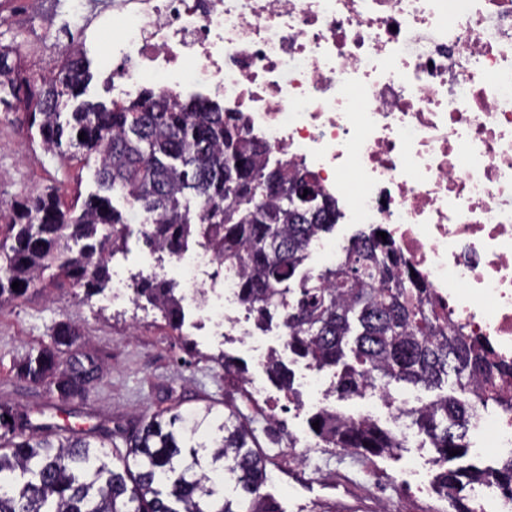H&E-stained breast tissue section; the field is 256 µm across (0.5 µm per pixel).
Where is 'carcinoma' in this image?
Returning a JSON list of instances; mask_svg holds the SVG:
<instances>
[{
    "label": "carcinoma",
    "mask_w": 512,
    "mask_h": 512,
    "mask_svg": "<svg viewBox=\"0 0 512 512\" xmlns=\"http://www.w3.org/2000/svg\"><path fill=\"white\" fill-rule=\"evenodd\" d=\"M14 53L0 46V104L29 114L45 151L67 144L94 158L100 192L78 212L52 193L11 203L9 239L0 241L1 307L26 297L48 270L54 288L82 289L86 300L103 292L110 263L127 250L130 234L131 215L112 205L111 195L120 194L138 204L140 234L150 251L177 258L190 239L200 238L238 270V301L257 324L283 309L288 349L317 370L340 368L338 399L401 383L436 389L454 374L457 394L410 412L443 460L467 453L477 412L512 410V398L498 389L500 378L512 376V365L478 339L450 330L447 318L424 306L422 279L411 276L392 238L377 236L385 228L367 226L335 264L315 277L299 274L311 241L341 216L336 200L311 175L270 167L241 119L219 102L145 89L110 107L82 102L63 123L61 106L83 94L89 63L65 51L54 76H23ZM277 185L280 195L272 192ZM296 277L300 288L294 294L288 283ZM143 300L170 325L180 324L182 295L175 281L137 275L133 303ZM355 322L359 331L348 363L344 345ZM79 338L78 330L60 324L50 344L19 364L21 376L49 384L63 403L86 400L100 376L99 357L80 351L61 360L56 354ZM267 371L293 394L277 357H270ZM316 421L320 448L382 457L402 447L369 418L322 410L312 417ZM121 439L119 445L83 432L44 433L0 400V512H275L261 494L267 471L254 452L257 437L238 411L220 416L206 406L168 417L162 411ZM221 474L239 490L238 498L224 496L216 481ZM483 476L479 468L440 473L455 512H475L455 492ZM494 476L512 498V457L500 460Z\"/></svg>",
    "instance_id": "1"
}]
</instances>
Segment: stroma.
Listing matches in <instances>:
<instances>
[{
	"mask_svg": "<svg viewBox=\"0 0 512 512\" xmlns=\"http://www.w3.org/2000/svg\"><path fill=\"white\" fill-rule=\"evenodd\" d=\"M41 10H29V0H5L0 5V45L16 47L14 61L27 70L42 69L38 57L24 45L34 31H47L57 49H64L69 31L66 0H40ZM112 47L111 32L99 33L88 55L93 79L86 99L106 97L112 86L106 79ZM95 162L56 156L41 147L38 127L23 112L0 109V205L57 188L66 203H80L97 192ZM281 312H274L268 337L232 333L210 337L209 328L192 310H185L181 328L168 325L152 307L128 302L103 306L100 296L53 288L29 293L0 307V399L26 409L34 422L75 431L118 430L149 419L155 412L213 405L215 412L238 408L257 436L258 453L265 460L268 481L262 494L274 498L283 512H453L432 483L418 484L413 469L435 475L433 448L408 444L393 456L371 459L336 448H320L309 427L320 407H337L354 414L371 409L383 427H391L389 410L372 397L336 401L327 391L313 390L303 379L304 359L279 349ZM70 323L96 352L103 375L87 404H59L45 388L35 387L17 374L19 361L49 342L57 325ZM279 349L294 374L299 402L288 401L256 360L257 345ZM235 358L246 369L245 378L225 374L215 362L218 353ZM266 388L267 397L253 399L251 382ZM305 446L304 458L292 456L290 440Z\"/></svg>",
	"mask_w": 512,
	"mask_h": 512,
	"instance_id": "1",
	"label": "stroma"
}]
</instances>
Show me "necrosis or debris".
I'll return each instance as SVG.
<instances>
[{
	"mask_svg": "<svg viewBox=\"0 0 512 512\" xmlns=\"http://www.w3.org/2000/svg\"><path fill=\"white\" fill-rule=\"evenodd\" d=\"M69 11L112 34V89L200 95L268 158L304 165L359 224L384 226L427 300L512 363V0H113ZM217 331L237 270L175 258Z\"/></svg>",
	"mask_w": 512,
	"mask_h": 512,
	"instance_id": "obj_1",
	"label": "necrosis or debris"
}]
</instances>
